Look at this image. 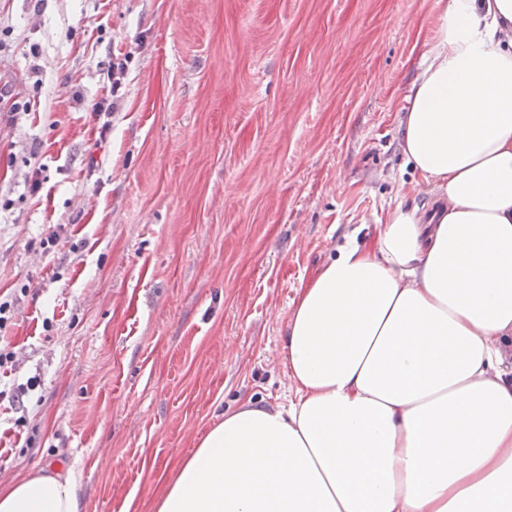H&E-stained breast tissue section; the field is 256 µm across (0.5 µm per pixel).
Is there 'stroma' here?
Listing matches in <instances>:
<instances>
[{
  "instance_id": "35a3bbf8",
  "label": "stroma",
  "mask_w": 512,
  "mask_h": 512,
  "mask_svg": "<svg viewBox=\"0 0 512 512\" xmlns=\"http://www.w3.org/2000/svg\"><path fill=\"white\" fill-rule=\"evenodd\" d=\"M438 9L0 0V486L57 464L83 512H155L214 417L293 399L298 291L432 202L400 138Z\"/></svg>"
}]
</instances>
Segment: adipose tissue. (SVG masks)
I'll return each instance as SVG.
<instances>
[{"mask_svg": "<svg viewBox=\"0 0 512 512\" xmlns=\"http://www.w3.org/2000/svg\"><path fill=\"white\" fill-rule=\"evenodd\" d=\"M402 154L439 210L396 206L294 301L288 406L247 399L156 512H512V0H443ZM28 472L0 512H82Z\"/></svg>", "mask_w": 512, "mask_h": 512, "instance_id": "ef3b65f1", "label": "adipose tissue"}]
</instances>
